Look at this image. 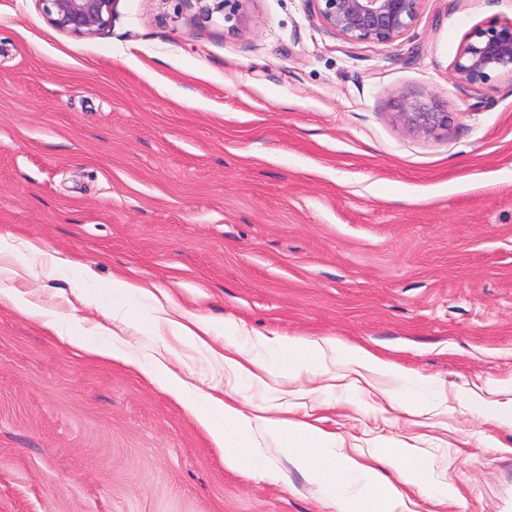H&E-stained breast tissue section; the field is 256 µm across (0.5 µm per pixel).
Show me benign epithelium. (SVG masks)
Instances as JSON below:
<instances>
[{"label":"benign epithelium","instance_id":"benign-epithelium-1","mask_svg":"<svg viewBox=\"0 0 512 512\" xmlns=\"http://www.w3.org/2000/svg\"><path fill=\"white\" fill-rule=\"evenodd\" d=\"M54 25L75 37H91L112 21L118 0H41ZM244 0H196L197 15L209 20L221 13L235 29L246 21ZM321 25L351 42H391L415 22L420 0H313ZM512 75V21L474 29L465 38L453 65L454 79L466 85L489 81L492 75ZM395 118L407 131L432 135L448 128V113L403 99Z\"/></svg>","mask_w":512,"mask_h":512}]
</instances>
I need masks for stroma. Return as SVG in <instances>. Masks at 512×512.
<instances>
[{
	"label": "stroma",
	"mask_w": 512,
	"mask_h": 512,
	"mask_svg": "<svg viewBox=\"0 0 512 512\" xmlns=\"http://www.w3.org/2000/svg\"><path fill=\"white\" fill-rule=\"evenodd\" d=\"M245 23L194 0H119L76 38L41 0H0V237L69 259L22 284L92 328L114 275L151 282L224 343L336 338L434 380L407 415L382 377L339 365L230 385L247 414L335 433L345 448L414 449L429 483L410 512H512V431L472 414L512 406V76L453 77L475 28L512 0H421L389 43L325 29L313 0H245ZM447 129L405 131L401 97ZM80 266H72V258ZM96 303L71 311L74 282ZM192 382L206 352L149 325ZM269 470L232 469L189 412L132 369L101 363L0 303V512H332L259 433Z\"/></svg>",
	"instance_id": "obj_1"
}]
</instances>
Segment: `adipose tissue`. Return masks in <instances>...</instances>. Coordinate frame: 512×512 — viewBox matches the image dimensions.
I'll return each mask as SVG.
<instances>
[{
    "instance_id": "1",
    "label": "adipose tissue",
    "mask_w": 512,
    "mask_h": 512,
    "mask_svg": "<svg viewBox=\"0 0 512 512\" xmlns=\"http://www.w3.org/2000/svg\"><path fill=\"white\" fill-rule=\"evenodd\" d=\"M30 271L28 262L20 260L12 248L0 243V301L12 304L91 358L103 363L122 362L137 369L148 380L160 383L186 406L218 447L224 448L225 465L234 467L246 461L259 470L267 469L266 457L255 447L254 432L260 429L287 448L290 461L310 474L334 512H407L405 487L425 488L427 465L409 449L379 448L352 455L337 453L335 434L304 422L247 415L237 402L226 399L218 386L202 389L171 370L162 360L140 357L107 325L99 323L92 330L80 332L76 327L62 324L56 311L36 303L17 288V280ZM111 288L114 303L128 302L133 306L132 311L121 317L124 326L136 327L146 321L156 329L169 328L174 336L203 348L214 362L238 379L259 383L266 373L278 368L293 377L305 369L324 367L326 360L343 357L352 365L354 373L386 377L395 390L412 392V399L401 405L404 412L424 409L425 396L432 390L430 382L413 379L396 364L373 352L358 346L344 347L332 338L272 340L260 336L256 343L266 354L251 356L239 347L222 345L216 338L215 328L205 318L182 313L175 298L167 293L158 294L156 286L116 275ZM393 463L400 466L401 481L397 484L382 472L384 466ZM354 483L359 486L355 492L350 489Z\"/></svg>"
}]
</instances>
